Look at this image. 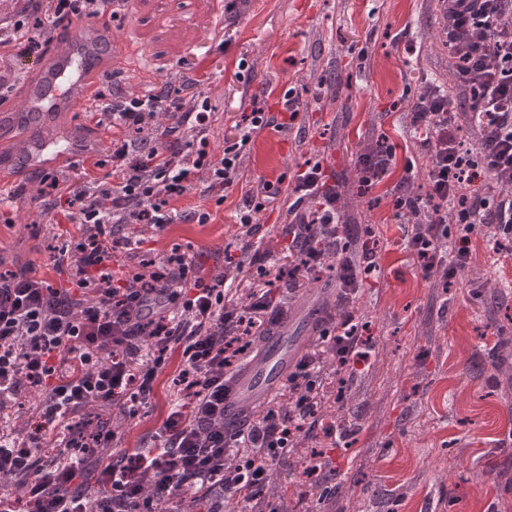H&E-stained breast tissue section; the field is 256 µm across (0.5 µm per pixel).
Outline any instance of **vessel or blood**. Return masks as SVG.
I'll list each match as a JSON object with an SVG mask.
<instances>
[{
  "mask_svg": "<svg viewBox=\"0 0 512 512\" xmlns=\"http://www.w3.org/2000/svg\"><path fill=\"white\" fill-rule=\"evenodd\" d=\"M77 38V32L71 29L54 40L43 59L39 80L28 89L23 114L42 116L93 102L105 65L80 54ZM77 155L76 145L69 140L27 144L16 136L0 139V157L18 162L24 170L31 166L50 169ZM303 343V337L289 335L284 325L268 335L264 353L247 361L232 381L224 409L228 425H238L249 410L275 396L298 359Z\"/></svg>",
  "mask_w": 512,
  "mask_h": 512,
  "instance_id": "1",
  "label": "vessel or blood"
}]
</instances>
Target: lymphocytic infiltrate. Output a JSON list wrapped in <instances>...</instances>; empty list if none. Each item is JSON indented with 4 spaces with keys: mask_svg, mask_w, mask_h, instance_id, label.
Returning <instances> with one entry per match:
<instances>
[{
    "mask_svg": "<svg viewBox=\"0 0 512 512\" xmlns=\"http://www.w3.org/2000/svg\"><path fill=\"white\" fill-rule=\"evenodd\" d=\"M111 2L33 0L31 8L0 19V49L16 59L40 57L49 29L104 15ZM438 2L455 84L429 81L416 96L411 125L431 159L429 190L423 197L396 191L392 205L412 224L405 247L417 270L447 284L469 264L475 230L497 252L512 242V0ZM195 86L189 78L173 95L99 94L93 106L111 115L114 128L141 133L170 99L194 101ZM464 116L481 132L472 148L461 136ZM186 122L195 151L160 145L139 153L116 139L111 176L79 185L55 173L44 178L52 193L47 211L64 212L80 233L52 257L54 269L67 270L70 287H51L32 268L0 273V409L25 391L45 394L33 430L0 437V483L11 488L0 496V512H222V500H256L273 462L294 442L334 446L350 434L322 414L318 376L326 358H333L337 375L351 376L369 356L368 326L357 319L354 301L378 268L380 239L368 234L359 262L348 258L353 230L343 222L341 185L321 161L305 162L294 177L296 199L281 247L296 255L295 263L280 264L274 251L253 248V214L278 196L266 183L239 211L237 244L225 249L221 275L204 274L177 251L113 270L119 249L132 245L125 226L174 223L180 214L172 203L194 171L207 170L206 192L232 184L253 133L279 125L261 107L242 114L239 137L225 143L215 162L207 151V111L191 108ZM331 264L339 293L318 329L319 350L294 365L282 399L269 402L247 427L227 428L224 400L239 356L282 322L283 296ZM175 344L182 350L177 397L154 435L155 448L113 450L116 433L108 424L87 436L74 430V416L93 405L125 419L137 415ZM146 349L152 358L140 361ZM57 430L74 455L49 463L47 435ZM240 442L246 453L232 454ZM91 471L108 490L94 502L81 485Z\"/></svg>",
    "mask_w": 512,
    "mask_h": 512,
    "instance_id": "lymphocytic-infiltrate-1",
    "label": "lymphocytic infiltrate"
}]
</instances>
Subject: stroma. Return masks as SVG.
Listing matches in <instances>:
<instances>
[{
	"label": "stroma",
	"instance_id": "1",
	"mask_svg": "<svg viewBox=\"0 0 512 512\" xmlns=\"http://www.w3.org/2000/svg\"><path fill=\"white\" fill-rule=\"evenodd\" d=\"M449 63L437 0H122L112 13V65L100 92H172L182 76L193 77L196 95L211 108L212 160L237 136L242 113L256 106L279 113L288 90L300 101L293 125L253 134L241 176L222 196L205 192V172L193 175L177 207L210 211V223L128 225L140 242L130 265L177 247L214 272L213 255L232 242L245 191L263 182L288 191L310 158L329 160L358 240L370 229L383 242L379 269L355 303L371 332L370 357L346 385L338 384L335 367L324 375L323 412L354 420L356 432L330 449L334 470L317 488H307L301 467L314 441L273 465L276 494L268 505L279 512H512V254H495L485 235L475 234L469 265L442 287L416 272L391 204L396 189L421 196L428 189L429 159L413 137L410 109L425 80L449 79ZM0 68L10 76L0 90L2 133L25 101L31 68L12 58ZM110 122L87 107L57 113L26 135L77 139L81 157L60 174L101 177L112 171ZM382 137L395 150L393 166L366 191L357 158ZM43 178L37 170L22 177L0 171V194L11 198L0 210V272L33 266L53 287L66 288L52 249L78 227L51 223ZM336 294L329 272L293 296L286 304L290 335H314L311 316L333 311ZM180 359L172 351L152 400L119 425L117 448H151L176 392ZM43 399L32 389L0 411V435L24 432Z\"/></svg>",
	"mask_w": 512,
	"mask_h": 512
}]
</instances>
